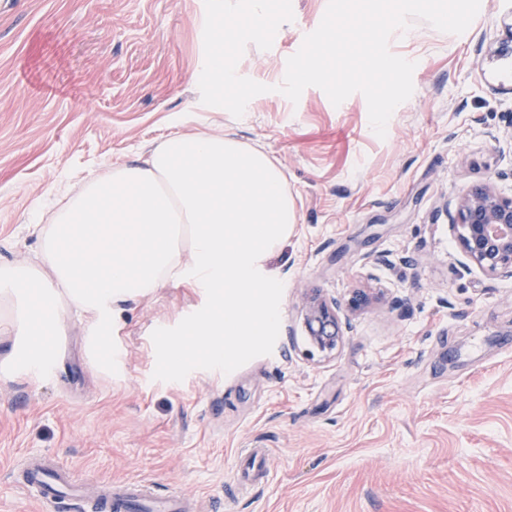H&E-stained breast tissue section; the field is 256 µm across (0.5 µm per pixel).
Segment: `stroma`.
Returning <instances> with one entry per match:
<instances>
[{
	"mask_svg": "<svg viewBox=\"0 0 512 512\" xmlns=\"http://www.w3.org/2000/svg\"><path fill=\"white\" fill-rule=\"evenodd\" d=\"M327 3L292 0L271 49L247 45L238 72L269 90L236 118L201 101L204 0H0V265L40 263L36 213L176 131L263 150L297 214L266 262L277 320L230 367L162 358L206 316L192 280L126 303L97 353L64 312L56 371L0 377V512H39L15 487L33 455L86 484L180 491L195 512H512V278L463 268L452 227L472 186L512 196V58L488 52L512 0H481L490 21L460 35L416 20L392 36L414 92L382 138L362 94L276 90ZM312 288L386 299L323 359L300 328ZM249 448L274 479L225 502Z\"/></svg>",
	"mask_w": 512,
	"mask_h": 512,
	"instance_id": "stroma-1",
	"label": "stroma"
}]
</instances>
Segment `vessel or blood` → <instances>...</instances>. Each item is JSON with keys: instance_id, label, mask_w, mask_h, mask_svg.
<instances>
[{"instance_id": "vessel-or-blood-1", "label": "vessel or blood", "mask_w": 512, "mask_h": 512, "mask_svg": "<svg viewBox=\"0 0 512 512\" xmlns=\"http://www.w3.org/2000/svg\"><path fill=\"white\" fill-rule=\"evenodd\" d=\"M251 466L240 474L244 484L267 481L263 453L250 457ZM22 483L31 488L43 508L57 507L61 512H192L186 498L174 491L157 492L152 486L137 481L121 485L99 486L92 498L81 497L71 473L42 458H27L20 467Z\"/></svg>"}]
</instances>
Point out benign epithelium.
<instances>
[{"label": "benign epithelium", "instance_id": "benign-epithelium-1", "mask_svg": "<svg viewBox=\"0 0 512 512\" xmlns=\"http://www.w3.org/2000/svg\"><path fill=\"white\" fill-rule=\"evenodd\" d=\"M453 226L469 263L489 277H512V197L501 196L489 183L475 185L460 199ZM374 299L357 288L346 303L328 300L320 290H309L303 299L301 327L313 352L323 359L336 355L350 324L342 322L341 308L356 311Z\"/></svg>", "mask_w": 512, "mask_h": 512}]
</instances>
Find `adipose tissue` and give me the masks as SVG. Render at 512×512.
Returning <instances> with one entry per match:
<instances>
[{
  "mask_svg": "<svg viewBox=\"0 0 512 512\" xmlns=\"http://www.w3.org/2000/svg\"><path fill=\"white\" fill-rule=\"evenodd\" d=\"M295 221L278 168L228 135L176 132L148 155L113 164L44 230L45 267L0 265V310L15 339L0 374L41 373L56 352L33 338L55 336L65 308L87 314L98 347L122 304L186 279L214 290L210 315L190 333L226 361L225 337L247 349L275 319L256 298L276 288L265 261Z\"/></svg>",
  "mask_w": 512,
  "mask_h": 512,
  "instance_id": "ef3b65f1",
  "label": "adipose tissue"
}]
</instances>
